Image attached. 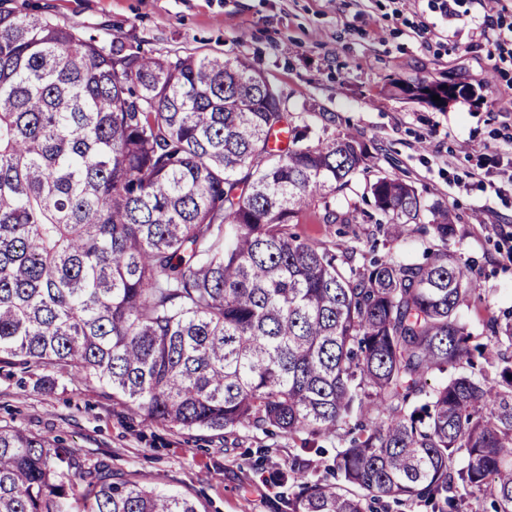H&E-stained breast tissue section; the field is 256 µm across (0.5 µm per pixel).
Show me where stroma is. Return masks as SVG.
I'll return each instance as SVG.
<instances>
[{"label":"stroma","instance_id":"35a3bbf8","mask_svg":"<svg viewBox=\"0 0 512 512\" xmlns=\"http://www.w3.org/2000/svg\"><path fill=\"white\" fill-rule=\"evenodd\" d=\"M93 34L110 33L152 55L221 52L248 60L282 95L300 128L352 133L377 175L412 184L427 204L458 217L451 250L468 260L483 303L461 307L480 334L512 317V59L478 44L484 10L469 0L447 35L427 0H14ZM455 80L470 97L444 108L403 93L418 80ZM485 178H474L477 165ZM364 178L336 197L362 239L376 226ZM59 438L82 467L103 465L198 501L203 512H285L280 477L302 459L313 481L331 480L337 439L323 453L283 433L216 434L143 421L99 390L49 369H0V425Z\"/></svg>","mask_w":512,"mask_h":512}]
</instances>
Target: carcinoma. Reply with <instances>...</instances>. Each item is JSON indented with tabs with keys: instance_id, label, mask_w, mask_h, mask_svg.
Wrapping results in <instances>:
<instances>
[{
	"instance_id": "cac0c4a2",
	"label": "carcinoma",
	"mask_w": 512,
	"mask_h": 512,
	"mask_svg": "<svg viewBox=\"0 0 512 512\" xmlns=\"http://www.w3.org/2000/svg\"><path fill=\"white\" fill-rule=\"evenodd\" d=\"M406 92L448 104L444 83ZM288 117L241 58L147 55L1 3L0 365L49 367L181 429L336 435L339 481L295 459L288 512H460L477 493L512 512V323L476 337L460 321L481 297L448 249L457 216L382 176L377 229L428 237L423 260L301 238L309 210L353 223L333 200L369 152ZM74 501L201 512L0 425V512Z\"/></svg>"
}]
</instances>
